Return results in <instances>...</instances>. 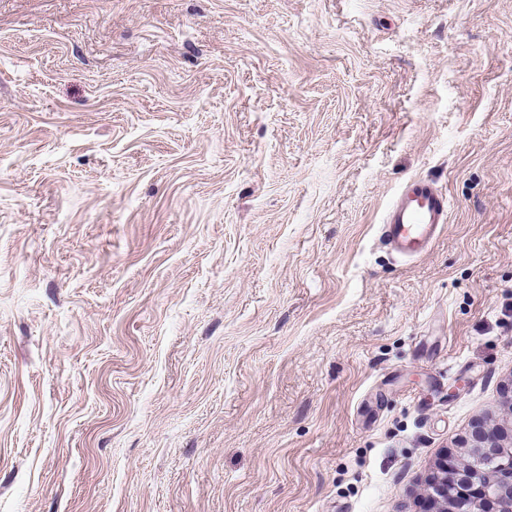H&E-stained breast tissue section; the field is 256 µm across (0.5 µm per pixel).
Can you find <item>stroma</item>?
Masks as SVG:
<instances>
[{"mask_svg": "<svg viewBox=\"0 0 512 512\" xmlns=\"http://www.w3.org/2000/svg\"><path fill=\"white\" fill-rule=\"evenodd\" d=\"M479 423L512 0H0V512H420ZM447 220V195L430 180L411 179L387 209L381 237L392 252L413 259L427 252Z\"/></svg>", "mask_w": 512, "mask_h": 512, "instance_id": "obj_1", "label": "stroma"}]
</instances>
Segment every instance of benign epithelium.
<instances>
[{"instance_id":"7a95c632","label":"benign epithelium","mask_w":512,"mask_h":512,"mask_svg":"<svg viewBox=\"0 0 512 512\" xmlns=\"http://www.w3.org/2000/svg\"><path fill=\"white\" fill-rule=\"evenodd\" d=\"M487 458L499 461L502 483L477 479ZM506 495L512 496V427L465 437L454 454L439 459L422 500L436 512H500L498 501Z\"/></svg>"}]
</instances>
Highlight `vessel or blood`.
<instances>
[{
  "label": "vessel or blood",
  "instance_id": "obj_1",
  "mask_svg": "<svg viewBox=\"0 0 512 512\" xmlns=\"http://www.w3.org/2000/svg\"><path fill=\"white\" fill-rule=\"evenodd\" d=\"M447 220V195L430 180L411 179L387 209L381 237L392 252L413 259L427 252Z\"/></svg>",
  "mask_w": 512,
  "mask_h": 512
}]
</instances>
